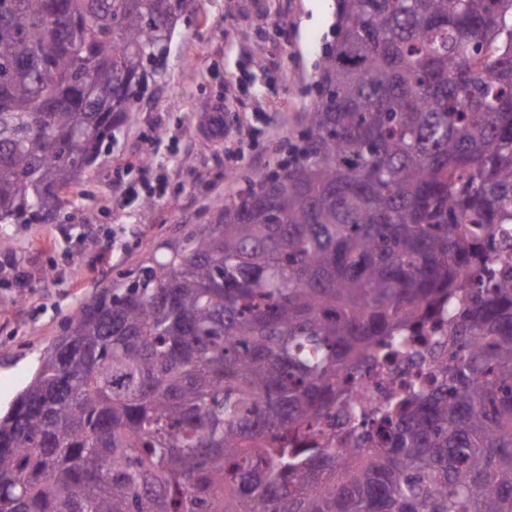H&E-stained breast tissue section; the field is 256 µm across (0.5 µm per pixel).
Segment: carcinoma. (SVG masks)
<instances>
[{
	"instance_id": "1",
	"label": "carcinoma",
	"mask_w": 512,
	"mask_h": 512,
	"mask_svg": "<svg viewBox=\"0 0 512 512\" xmlns=\"http://www.w3.org/2000/svg\"><path fill=\"white\" fill-rule=\"evenodd\" d=\"M191 0H0V224H51ZM276 168L69 318L0 417V512H512V0H336ZM452 314L453 366L317 431Z\"/></svg>"
}]
</instances>
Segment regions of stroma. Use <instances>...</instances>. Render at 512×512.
Returning <instances> with one entry per match:
<instances>
[{"label":"stroma","instance_id":"1","mask_svg":"<svg viewBox=\"0 0 512 512\" xmlns=\"http://www.w3.org/2000/svg\"><path fill=\"white\" fill-rule=\"evenodd\" d=\"M335 8V0H193L157 82L69 204L53 223L9 227L10 251L54 278L33 279L20 302L0 281V414L78 307L122 287L164 246L210 223L303 129ZM207 107L223 109L225 129L242 130L240 141L204 133ZM128 185L138 196H123ZM87 224L100 227L97 242L84 238Z\"/></svg>","mask_w":512,"mask_h":512}]
</instances>
